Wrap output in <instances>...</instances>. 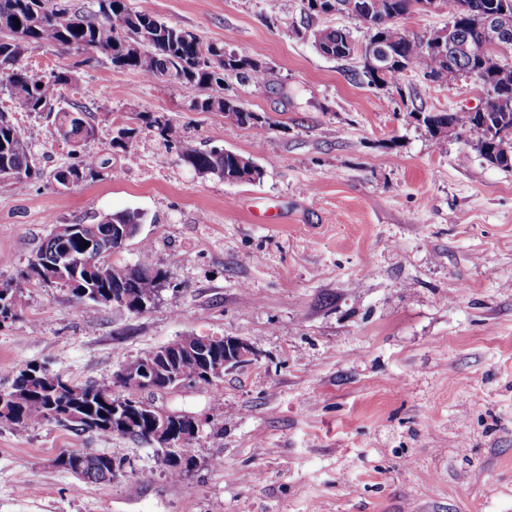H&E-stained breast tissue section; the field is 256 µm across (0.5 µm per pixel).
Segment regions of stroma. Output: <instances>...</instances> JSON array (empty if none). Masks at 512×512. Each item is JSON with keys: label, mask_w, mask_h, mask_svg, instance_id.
<instances>
[{"label": "stroma", "mask_w": 512, "mask_h": 512, "mask_svg": "<svg viewBox=\"0 0 512 512\" xmlns=\"http://www.w3.org/2000/svg\"><path fill=\"white\" fill-rule=\"evenodd\" d=\"M136 11L258 59L266 85L224 77V94L270 122L265 136L220 112L189 110L193 85L158 93L99 52L30 46V72L65 71L67 102L96 135L99 174L66 189L71 162L50 119L0 95L43 171L0 184V282L25 272L52 224L139 210L138 235L164 274L140 314L31 282L0 324V389L29 364L107 383L127 361L178 337L239 336L257 353L216 388L151 394L202 422L196 463L169 478L150 441L44 423L0 422V512H512V169L433 136L421 114L467 112L471 78L367 85L360 54L320 55L311 31L363 33L345 14L305 20L301 0H128ZM166 116L199 148L262 165L256 183L203 176L176 144L117 129ZM68 448L127 458L89 481L57 467Z\"/></svg>", "instance_id": "35a3bbf8"}]
</instances>
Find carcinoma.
<instances>
[{
  "label": "carcinoma",
  "instance_id": "carcinoma-1",
  "mask_svg": "<svg viewBox=\"0 0 512 512\" xmlns=\"http://www.w3.org/2000/svg\"><path fill=\"white\" fill-rule=\"evenodd\" d=\"M307 17L330 13L347 14L357 19L363 28V43L375 44L389 53V66L379 72L364 70L368 83L385 86L403 71L419 68L433 81H439L454 68L459 72L476 70L475 80L483 85L485 96L479 112H435L423 116V122L436 135L455 136L472 144L488 163L505 169L512 167L503 159L504 151L512 153V65L499 63L494 55L500 46H512V0H439L448 10L445 53L424 49V40L412 38L396 25V21L424 9L423 0H302ZM494 14L508 37L495 44L484 35L486 16ZM317 51L330 58L344 59L353 54L355 41L342 28L326 27L313 33ZM62 45L76 50H95L107 55L118 67L135 70L151 81L160 94H167L180 84H193L202 89L224 84V72H234L244 81L264 85L267 70L258 62L224 50L219 43H205L197 35L159 20L157 17L129 7L128 0H99L98 14L86 15L76 9L57 7L53 0H0V67L11 73L4 87L22 108L40 113L49 103L62 101V89L70 81L65 72L52 71L36 75L21 66L28 46ZM232 112L235 122L252 128L259 137L269 128L260 114L244 108L229 95H205L194 98L189 110L196 112ZM0 111V171L15 174L10 185L21 189L39 178L42 170L31 153L22 130L4 119ZM138 125L123 126L112 138V146L127 149L141 128L154 129L164 140L179 143L180 160L201 175H211L227 183L256 182L263 169L250 159L232 151H203L181 136L178 127L165 116L150 112L136 114ZM58 135L72 147L75 161L55 169L52 174L59 187H66L67 177L73 183L97 174L98 158L83 151L86 142L96 135L83 107L75 103L63 112H55ZM143 214L123 211L103 215L92 224H78V237L63 242L56 233L43 242L30 259L29 266L39 265L44 277L39 282L47 286L67 288L79 302L112 303V296H125L155 302L161 289L162 273L150 259V247H142V258L125 267L119 280L112 273L96 270L69 272L60 263L64 249L77 252L84 242H92L107 251L112 250V230L125 224H140ZM33 279L26 272L7 283H0L3 295L19 300ZM7 392L12 399L0 406V421L19 428L43 423H62L58 414L77 412L100 424L87 429L97 434L112 435L116 430L108 424L114 398L112 384H76L39 365H27L18 370ZM197 437L188 434L173 448L164 452L163 462L168 475L180 478L182 462L195 459ZM78 453L84 457L83 477L89 480H110L126 466V459L112 453H94L87 448H68L59 457Z\"/></svg>",
  "mask_w": 512,
  "mask_h": 512
}]
</instances>
